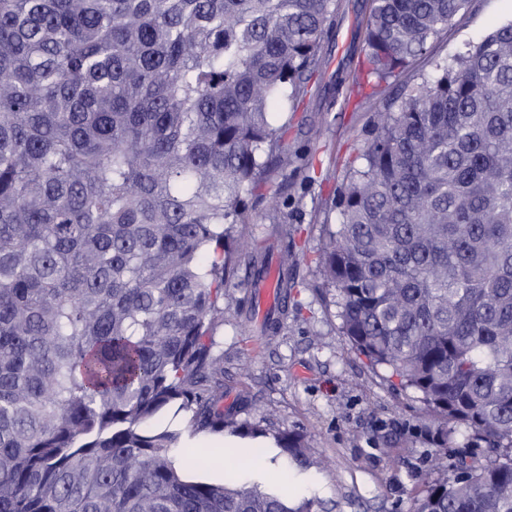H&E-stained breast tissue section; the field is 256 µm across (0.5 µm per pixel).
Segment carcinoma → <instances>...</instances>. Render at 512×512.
I'll list each match as a JSON object with an SVG mask.
<instances>
[{
  "instance_id": "cac0c4a2",
  "label": "carcinoma",
  "mask_w": 512,
  "mask_h": 512,
  "mask_svg": "<svg viewBox=\"0 0 512 512\" xmlns=\"http://www.w3.org/2000/svg\"><path fill=\"white\" fill-rule=\"evenodd\" d=\"M477 0H371L381 86ZM343 0H0V512H314L195 481L224 413L227 241ZM397 86L315 259L342 330L433 416L484 443L416 512H512V20ZM288 304L261 327L275 336ZM287 463L315 454L275 433Z\"/></svg>"
}]
</instances>
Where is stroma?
<instances>
[{
  "mask_svg": "<svg viewBox=\"0 0 512 512\" xmlns=\"http://www.w3.org/2000/svg\"><path fill=\"white\" fill-rule=\"evenodd\" d=\"M511 19L512 0H479L474 12L441 36L432 58L414 63L411 76L431 73L433 58L449 57L461 43L480 40ZM363 58L350 24H343L319 96L294 114L287 167L261 175L245 221L234 229L253 244L276 245L284 230L295 239L293 274L299 287L288 303L287 323L278 336L260 337L231 309L217 331L224 391L249 400L236 415L238 424L299 431L324 463L286 471L272 445L258 457L249 448L226 451L224 463L207 461L193 474L218 483L229 467L240 481L288 488L292 496L322 501L328 512H414L429 486L448 476L434 462L442 422L414 393L393 390L387 371L372 367L343 335L335 291L323 285L314 263L324 227L336 219L330 201L376 121L370 104L346 99L336 88L337 67L358 76ZM281 184L289 195L283 226L272 223L264 201Z\"/></svg>",
  "mask_w": 512,
  "mask_h": 512,
  "instance_id": "1",
  "label": "stroma"
}]
</instances>
